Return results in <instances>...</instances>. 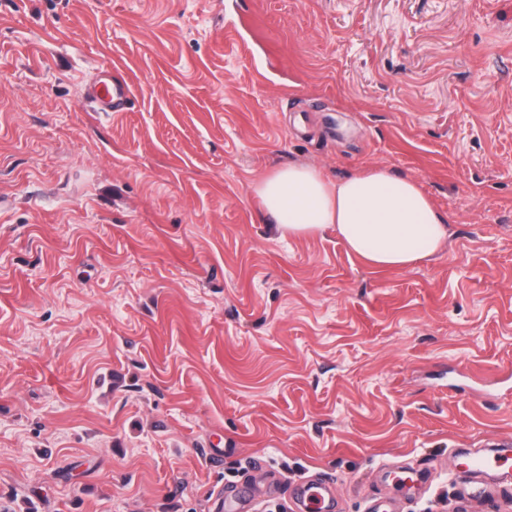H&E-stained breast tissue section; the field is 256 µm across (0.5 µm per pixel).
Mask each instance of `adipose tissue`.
I'll return each instance as SVG.
<instances>
[{
  "label": "adipose tissue",
  "instance_id": "adipose-tissue-1",
  "mask_svg": "<svg viewBox=\"0 0 512 512\" xmlns=\"http://www.w3.org/2000/svg\"><path fill=\"white\" fill-rule=\"evenodd\" d=\"M253 192L281 238L332 226L350 254L377 270L413 266L449 239L446 217L417 181L381 166L334 180L316 166L291 164L264 175Z\"/></svg>",
  "mask_w": 512,
  "mask_h": 512
}]
</instances>
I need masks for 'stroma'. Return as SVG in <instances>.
I'll list each match as a JSON object with an SVG mask.
<instances>
[{"mask_svg": "<svg viewBox=\"0 0 512 512\" xmlns=\"http://www.w3.org/2000/svg\"><path fill=\"white\" fill-rule=\"evenodd\" d=\"M102 68L122 112L84 97ZM288 164L447 217L375 271L283 239ZM512 0H0V512H512ZM423 472L410 488L384 468Z\"/></svg>", "mask_w": 512, "mask_h": 512, "instance_id": "35a3bbf8", "label": "stroma"}]
</instances>
